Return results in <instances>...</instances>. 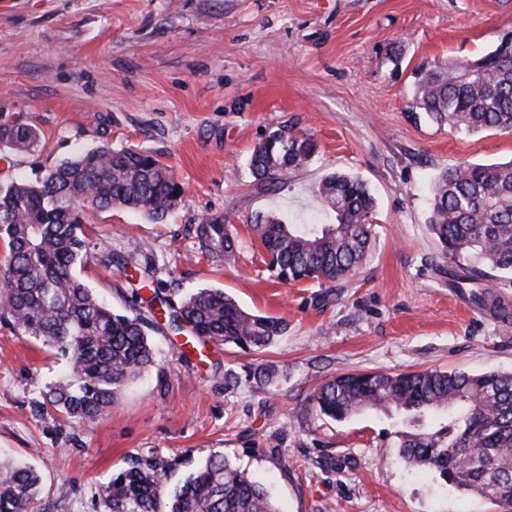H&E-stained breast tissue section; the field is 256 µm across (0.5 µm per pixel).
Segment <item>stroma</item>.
<instances>
[{
    "label": "stroma",
    "instance_id": "obj_1",
    "mask_svg": "<svg viewBox=\"0 0 512 512\" xmlns=\"http://www.w3.org/2000/svg\"><path fill=\"white\" fill-rule=\"evenodd\" d=\"M510 31L512 0H0V125L40 135L36 151L0 159V182L36 181L107 143L158 155L185 187L160 223L94 215L83 281L128 310L136 283L103 256L135 252L159 267L157 287L221 288L286 325L259 353L211 344L187 357L182 337L157 330L158 373L88 424L39 409L64 361L0 319V451L38 471L41 512H109L113 474L151 452L196 464L222 454L280 512H476L470 495L404 462L399 418L334 421L308 397L348 372L512 371V328L457 302L428 227L434 177L464 159H512V133L467 135L409 111L416 66L476 58ZM280 125L314 135L319 152L282 182H259L250 154ZM332 172L359 176L376 198L368 258L328 291L284 283L250 221L335 223L311 194ZM206 214L223 216L234 254H202L193 228ZM256 364L281 378L246 377Z\"/></svg>",
    "mask_w": 512,
    "mask_h": 512
}]
</instances>
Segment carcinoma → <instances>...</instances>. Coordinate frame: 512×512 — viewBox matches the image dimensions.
Wrapping results in <instances>:
<instances>
[{
	"label": "carcinoma",
	"mask_w": 512,
	"mask_h": 512,
	"mask_svg": "<svg viewBox=\"0 0 512 512\" xmlns=\"http://www.w3.org/2000/svg\"><path fill=\"white\" fill-rule=\"evenodd\" d=\"M410 108L439 126L479 134L512 131V39L478 58L422 64L414 71ZM38 136L28 125L0 126V146L28 152ZM318 144L286 126L268 132L249 166L257 180L280 182L309 162ZM185 192L168 164L137 148L103 144L47 171L34 183L0 186V237L8 255L0 266V317L24 335L69 359L65 378L47 385L41 406L94 423L114 404L123 386L156 365L149 337L160 309L168 329L200 341L260 352L286 326L277 317L247 312L221 288H198L174 301L163 288L146 298L131 292L126 313H116L77 275L86 257L83 224L93 212L114 206L164 220ZM312 194L336 214L334 224H284L257 213L251 223L270 269L286 282L321 286L353 275L369 250L376 200L367 184L346 173L328 174ZM430 231L454 266L448 277L476 308L505 326L512 309L482 287L483 267L512 275V159L499 163L463 160L432 183ZM206 253L235 252L237 240L224 217L196 219ZM146 282L149 265L129 255ZM254 380L272 384L278 368L258 364ZM319 414L336 421L364 410L402 412L398 447L411 467L439 474L445 484L501 507L512 504V371L471 374L424 370L410 373H345L309 397ZM179 465L158 454L132 456L107 486L112 512H279L260 482L221 454L209 456L171 497L164 480ZM39 475L10 457L0 459V512H39Z\"/></svg>",
	"instance_id": "cac0c4a2"
}]
</instances>
